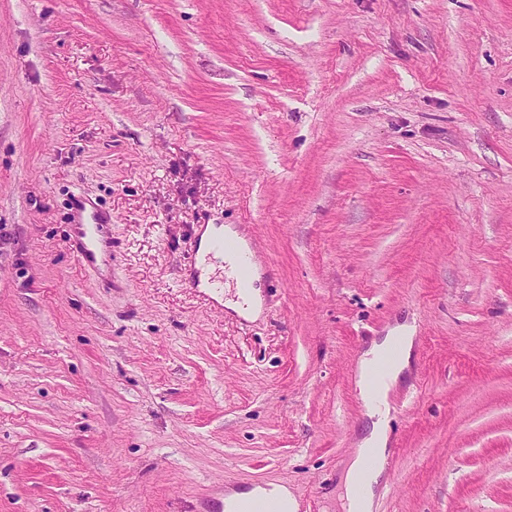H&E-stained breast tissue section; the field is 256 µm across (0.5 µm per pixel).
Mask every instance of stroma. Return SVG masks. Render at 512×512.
Listing matches in <instances>:
<instances>
[{
    "mask_svg": "<svg viewBox=\"0 0 512 512\" xmlns=\"http://www.w3.org/2000/svg\"><path fill=\"white\" fill-rule=\"evenodd\" d=\"M209 224L257 317L185 287ZM406 323L373 512H512V0H0V512H342ZM80 247L79 254L83 261L90 264L95 260V247L97 243L96 232L99 224H110L93 217L92 222L82 224L79 222ZM223 237L227 239H234L238 243L240 249L248 254H252L248 242L241 237L236 230L230 226H218L208 228L202 235L200 240V252L206 253L209 250L210 244L213 239ZM259 269L256 263L253 264L252 275L248 279V284L246 288H249L247 292V298L244 301L235 300L228 301L227 306L232 309L238 315L251 318L260 310V296H259V287L255 286V282L259 280ZM414 335L413 326H398L380 342H374L358 359L356 385L370 427L343 474L340 499L345 512H372L374 509L375 489L385 473L384 464L390 438L388 395L409 365ZM393 347L398 350L397 358L390 363L382 385L373 386L371 374L374 365ZM370 457H374L376 462L367 468ZM252 501H267L288 512L297 509V503L288 487L284 484H269L268 487H255L246 492H232L222 501H213L204 512H233L243 504Z\"/></svg>",
    "mask_w": 512,
    "mask_h": 512,
    "instance_id": "35a3bbf8",
    "label": "stroma"
}]
</instances>
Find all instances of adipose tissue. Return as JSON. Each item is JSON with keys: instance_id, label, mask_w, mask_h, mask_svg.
<instances>
[{"instance_id": "adipose-tissue-1", "label": "adipose tissue", "mask_w": 512, "mask_h": 512, "mask_svg": "<svg viewBox=\"0 0 512 512\" xmlns=\"http://www.w3.org/2000/svg\"><path fill=\"white\" fill-rule=\"evenodd\" d=\"M414 341L413 326H398L381 341L373 343L358 360L356 385L370 426L343 474L340 499L344 512H372L374 508L375 490L385 473L389 443L388 395L409 365ZM393 348L397 349L398 356L390 363L382 385H372L374 365ZM252 501L273 503L281 512H295L297 508L294 497L283 484L230 493L224 499V508L226 512H239L243 504Z\"/></svg>"}]
</instances>
